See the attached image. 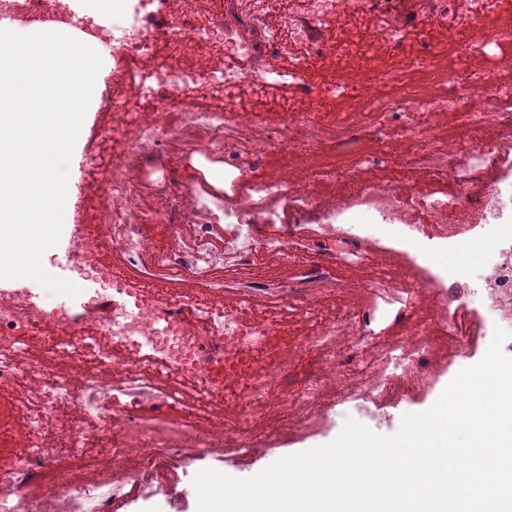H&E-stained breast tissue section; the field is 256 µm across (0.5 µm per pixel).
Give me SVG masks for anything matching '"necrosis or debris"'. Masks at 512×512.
Wrapping results in <instances>:
<instances>
[{
    "instance_id": "necrosis-or-debris-1",
    "label": "necrosis or debris",
    "mask_w": 512,
    "mask_h": 512,
    "mask_svg": "<svg viewBox=\"0 0 512 512\" xmlns=\"http://www.w3.org/2000/svg\"><path fill=\"white\" fill-rule=\"evenodd\" d=\"M93 0H0V15L24 24L49 23L98 41H111L112 64L98 86V97L121 121L112 142L81 167L78 197H106L107 206L93 217L77 214L61 244L60 267L78 285L76 297L42 299L38 288L0 286V394L9 397L17 426L0 422V438L10 450L0 465V512H112L126 498L127 487L143 483L144 466L156 474L150 493H164L161 473L167 457L178 456L185 470H196L213 449L258 446L256 427L268 413L287 414L299 407L311 415L326 409L325 394L335 390L337 404L349 407L362 422L384 425L379 409L394 395L413 390L429 368L430 338L425 331L398 342L369 337L376 310L348 307L322 322L315 338L289 342L284 317L256 311L251 290L232 300L222 286L194 292L160 287L144 277L131 280L129 266L165 267L173 275L204 274L233 254L248 265L260 244L257 224H282L287 216L304 223L320 215V235L340 244L332 262L356 263L362 254L368 216L380 217L407 239L424 243L427 224H443L449 215L475 223L486 267L478 273L456 267L482 308L484 335L495 328L509 331L512 352V113L500 112L498 147L477 135L482 117L469 112L473 89L488 86V71L463 70L448 76L449 110L463 115L462 134L439 142L430 121L438 106L415 98L406 107L387 110L430 170L451 171L455 196L419 204L427 224L411 223L409 191L398 182L355 178L353 169L324 170L329 179L345 177L347 191L323 201L306 185L275 173L260 172L275 153H309L322 128L325 106L314 97L298 110L287 99L271 95L273 85L290 82L309 89L319 61L328 51L326 30L344 34L349 20L365 17L372 41L384 46L385 61L370 82L344 80L337 96H366L370 85L385 86L396 78L389 61L398 46L388 18L400 0H306L292 11L270 9L267 0H112L111 12ZM426 22L470 54L474 37L460 36V19L468 13H498L493 42L512 39V14H499L498 0H428ZM220 104L204 109L200 100ZM281 115L267 126L262 115ZM179 143V153L169 152ZM219 157L224 191L202 189L199 182L172 189L184 157ZM499 165L501 175L483 192L469 190L472 171ZM159 172L156 200L143 206L137 188L145 168ZM257 170L249 191L237 183L244 169ZM352 224L337 223L341 214ZM169 225L172 240L149 251L143 225ZM196 245H187L183 230ZM121 261H114V254ZM110 298L108 316L99 302ZM357 342L354 357L340 347L341 338ZM330 345L321 361L329 376L288 381L289 357L303 358ZM367 385L366 395L349 398L351 383ZM241 404L234 428L218 421L225 402ZM96 449L102 475L59 474L54 483L30 492L36 475L64 456Z\"/></svg>"
}]
</instances>
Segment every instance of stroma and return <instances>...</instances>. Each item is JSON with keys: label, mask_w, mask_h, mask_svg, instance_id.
Listing matches in <instances>:
<instances>
[{"label": "stroma", "mask_w": 512, "mask_h": 512, "mask_svg": "<svg viewBox=\"0 0 512 512\" xmlns=\"http://www.w3.org/2000/svg\"><path fill=\"white\" fill-rule=\"evenodd\" d=\"M454 56V45H446L437 62L441 72L437 79L430 78L422 69L413 66L410 57L396 58L397 78L383 90V97L398 99L412 94L420 98H445L448 83L444 74ZM495 67L494 81L501 90L500 95L489 97L485 89L480 88L469 102L471 111L484 116L479 136L488 143L499 139L493 112H512V96L502 93L503 88L512 87V63ZM111 121L110 109L102 107L98 100H91L71 158V170H78L86 162L96 147L98 127ZM382 121L381 113L372 111L367 99L347 101L340 105L331 120V129L321 136L313 156L306 158L298 152L274 155L268 158L266 166L291 179L310 180L320 199L335 197L343 192L344 183L319 178L316 172L333 163L349 166V158L337 147L336 141L348 132H355L362 152L378 159L371 170L361 171V178L374 175L382 181H404L413 193L412 200L408 202L409 208L415 219H422L417 197L451 196L456 194L457 186L447 173L425 170L420 162L410 165L408 169H400L399 159L409 153L407 140L402 133L392 129L388 130L384 139H377L376 130ZM317 224V216H310L305 224L299 225L287 236V252L268 255L266 264L254 265L244 277L235 275L229 263L205 278L189 273L168 279L158 268L154 269L153 274L162 278L165 287L171 289L198 290L204 287L206 281H220L228 298L239 293L243 280L259 283L262 289L253 296L255 306L264 311H275L284 302H291L288 333L295 336L312 333L316 320L329 317L337 309L375 306L381 295L380 283L383 278L423 280L429 273L446 265H478L482 262V243L477 239L473 225H450L449 231L455 238L471 242L469 249L459 252L404 243L385 228L364 242L365 258L362 262L339 269L328 266L319 273L315 270L318 260ZM419 328L428 329L432 337L430 355L435 371L426 382L418 383L413 393L387 408L389 422L382 429L386 435L399 430L404 414L428 410L460 370L475 365L483 358L490 344L489 339L481 334L480 321L470 301L468 288L453 278L440 284L425 310L406 315L390 314L382 323L372 326L371 331L381 339L396 341L412 335ZM463 337L470 343V355L460 359L455 357L454 350ZM326 398L332 408L325 416L309 418L297 410L292 413L289 423L271 420L272 431L264 435L261 451L241 453L232 448L226 449L223 461L212 462V469L235 478H249L284 455L313 449L334 438L341 432L346 416L342 407L335 404V392H328ZM165 477L168 493L151 498L133 497L119 503L115 512H197L195 489L177 461L169 462Z\"/></svg>", "instance_id": "obj_1"}]
</instances>
